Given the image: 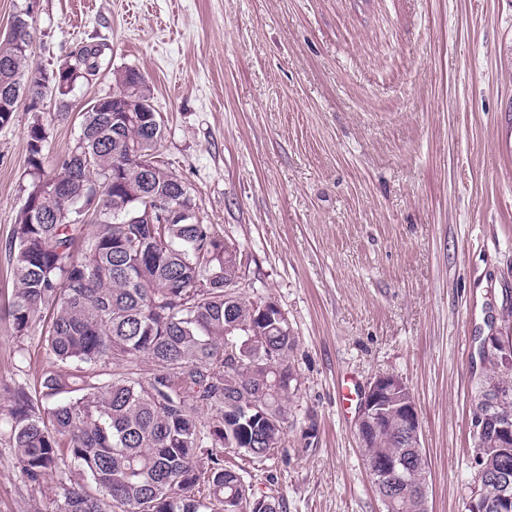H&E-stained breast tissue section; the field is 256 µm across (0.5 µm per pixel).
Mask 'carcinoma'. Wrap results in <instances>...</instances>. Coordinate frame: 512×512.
Listing matches in <instances>:
<instances>
[{
  "label": "carcinoma",
  "mask_w": 512,
  "mask_h": 512,
  "mask_svg": "<svg viewBox=\"0 0 512 512\" xmlns=\"http://www.w3.org/2000/svg\"><path fill=\"white\" fill-rule=\"evenodd\" d=\"M32 17L14 16L0 38V99L28 93L69 112V84L99 70L94 44L46 76L28 64ZM109 112L82 114L81 134L44 176L45 125L27 134L22 207L5 248L15 288L0 317L14 337L42 321L47 364L29 390L0 385V436L13 448L21 480L55 504V512H252L251 482L226 462L287 459L284 435L295 376L296 340L273 301L238 291L237 252L217 224L168 220L131 224L133 213L193 205L184 183L161 161L158 112H120L153 99L144 75L112 72ZM271 352L288 382H277L260 356ZM150 365L141 376L140 364ZM512 363L490 362L476 383L477 407L512 418ZM387 410L363 457L400 458L403 479L386 512H427L420 487L428 462L404 448ZM474 487L485 512L512 494V447L491 443L473 458Z\"/></svg>",
  "instance_id": "carcinoma-1"
}]
</instances>
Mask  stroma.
Returning <instances> with one entry per match:
<instances>
[{
	"label": "stroma",
	"instance_id": "obj_1",
	"mask_svg": "<svg viewBox=\"0 0 512 512\" xmlns=\"http://www.w3.org/2000/svg\"><path fill=\"white\" fill-rule=\"evenodd\" d=\"M29 5L32 64L103 53L69 118L21 104L0 128V305L31 123L55 175L80 112L137 69L160 160L237 250L242 295L296 338L288 459L244 462L253 484L283 512H381L356 419L387 373L419 413L428 512H466L482 354L512 336V0H0V31ZM39 334L0 319L1 383L35 385ZM33 498L0 440V512Z\"/></svg>",
	"mask_w": 512,
	"mask_h": 512
}]
</instances>
